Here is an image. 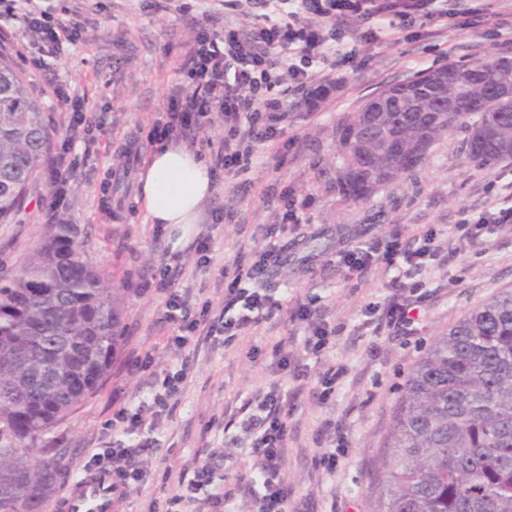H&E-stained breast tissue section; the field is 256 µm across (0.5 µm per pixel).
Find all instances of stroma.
<instances>
[{"label":"stroma","instance_id":"stroma-1","mask_svg":"<svg viewBox=\"0 0 512 512\" xmlns=\"http://www.w3.org/2000/svg\"><path fill=\"white\" fill-rule=\"evenodd\" d=\"M185 2L186 16L172 8L154 10L152 0H16L13 16L0 22L6 53L52 117L57 131L52 152L70 141L78 159L65 191L41 173L12 222L0 224V265H12L33 247L54 207L86 237L89 260L130 289L125 339L107 380L48 437L66 450L72 475L82 474L89 449L111 443L113 413L136 409L152 382L184 364L187 378L153 433L158 447L147 481L116 502L113 512H150L153 503L175 493L186 466L212 452H229L237 460L215 481L213 492L235 490L247 483L252 465L239 408L255 392L283 381L270 367L273 349L279 342L301 347L304 331L291 322L290 310L308 302L325 311L340 334L319 358L310 359L308 379L283 381L297 393L288 412L283 467L291 491L288 512H377L386 490L392 417L410 369L466 312L512 289V227H492L473 243L456 229L460 211L499 207L490 186L499 182L506 163L472 161L467 134L456 129L435 141L413 172L356 205L336 190L332 131L344 113L385 84L449 62L512 52V0H448V25L420 17L408 29L359 42L353 60L327 55L317 64L332 79L325 94L307 101L289 95L287 127L275 145L255 146L247 172L225 171L218 160L224 128L213 123L194 147L214 173V191L199 224L186 234L150 223L136 202L139 175L158 147L152 128L165 117L169 97L190 88L182 67L196 24L211 16L214 30L224 26V0ZM31 7L56 18L79 14V40L60 54L40 55L23 20ZM478 7L485 11L481 26L457 28V21L472 17ZM54 81L88 107L79 136H72L70 115L49 90ZM286 195L299 202L300 222L281 231L288 260L271 271L281 311L254 333L231 341L177 347L172 338L178 329L163 321L166 296L151 288L152 277L168 273L187 290L192 315L205 309L210 317L219 316L225 266L254 261L279 221ZM430 227L457 242L459 250L433 267L417 291L396 290L390 271L350 278L331 263L343 245H371L394 233L412 241ZM206 235L210 260L201 265L194 242ZM317 238L325 249H312ZM394 297L420 313L411 335L367 325L370 308ZM330 367L341 376L335 393L324 400L320 378ZM328 420L348 442L332 465L326 461L331 443L320 434Z\"/></svg>","mask_w":512,"mask_h":512}]
</instances>
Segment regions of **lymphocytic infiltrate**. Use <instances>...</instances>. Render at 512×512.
Here are the masks:
<instances>
[{
	"label": "lymphocytic infiltrate",
	"mask_w": 512,
	"mask_h": 512,
	"mask_svg": "<svg viewBox=\"0 0 512 512\" xmlns=\"http://www.w3.org/2000/svg\"><path fill=\"white\" fill-rule=\"evenodd\" d=\"M298 11L288 14L286 23H272L249 33L225 30L218 35L207 27H200L184 66L194 88L179 92L168 102L166 119L157 123L151 136L159 142L193 140L203 134L212 123L213 114H221L224 122V140L220 158L225 170H247L253 146L274 139L283 131L288 119V108L276 87L285 85L297 91H306L318 79L311 66L315 59L328 51L340 52L342 60H349L347 42L374 37L377 23L388 20L400 26L412 24L417 17L447 19V9L441 0H298ZM323 19V26L301 23L299 14ZM27 28L35 32L47 53H59L63 42L73 41L77 26L55 22L45 15L27 14ZM442 249L434 230H427L416 249H408L398 238L383 245L364 250L350 245L338 252V262L344 267L363 273L375 265L391 270L407 264L408 278L418 276L425 264L435 259ZM287 248L278 239H271L259 258L249 266L226 268L224 301L226 307L237 308L236 316L202 323L191 315L186 297L173 290L168 278H161L158 290L167 294L163 319L176 325L179 333L174 338L178 346H186L196 335L233 339L239 332L259 325L268 319L282 303L269 288L271 268L285 262ZM312 331L305 336L302 349L296 353L277 350L275 365L290 371L294 380L307 377L303 355L319 354L337 335V328L328 323H312ZM186 377L185 369L168 372L160 390L151 391L136 410L119 409L112 426L122 434L144 430L147 420H159L179 394ZM246 415L240 428L253 438L251 446L252 476L248 491L255 512H287L289 489L282 477L285 447L288 437V396L280 389L249 398ZM120 438L111 447L93 453V465H107L122 489L143 482L145 465L157 446L155 438L146 437L132 447ZM229 455H213L194 471V477L179 493L166 500V512H180L183 503L199 501L209 506L223 505L224 512H234L232 504L221 497L207 494L215 474L223 467H233Z\"/></svg>",
	"instance_id": "1"
}]
</instances>
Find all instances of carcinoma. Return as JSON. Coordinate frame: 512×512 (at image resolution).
<instances>
[{"mask_svg":"<svg viewBox=\"0 0 512 512\" xmlns=\"http://www.w3.org/2000/svg\"><path fill=\"white\" fill-rule=\"evenodd\" d=\"M512 55L450 63L383 87L392 111L362 101L336 123V190L363 202L412 172L444 133H467L478 163L512 158ZM364 136L353 137V129ZM42 103L0 56V223L18 211L47 153ZM126 288L87 258L58 213L48 233L0 269V512H47L71 470L65 450L30 451L107 378L123 336ZM380 512H512V290L465 314L410 371L390 432Z\"/></svg>","mask_w":512,"mask_h":512,"instance_id":"obj_1","label":"carcinoma"}]
</instances>
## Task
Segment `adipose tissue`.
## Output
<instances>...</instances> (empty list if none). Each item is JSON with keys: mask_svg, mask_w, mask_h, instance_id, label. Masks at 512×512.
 Listing matches in <instances>:
<instances>
[{"mask_svg": "<svg viewBox=\"0 0 512 512\" xmlns=\"http://www.w3.org/2000/svg\"><path fill=\"white\" fill-rule=\"evenodd\" d=\"M212 192L207 162L180 146L158 148L140 175V199L154 224L189 229L198 223L201 205Z\"/></svg>", "mask_w": 512, "mask_h": 512, "instance_id": "obj_1", "label": "adipose tissue"}]
</instances>
